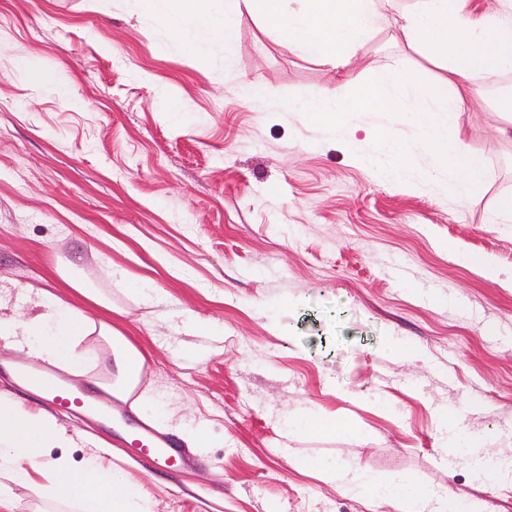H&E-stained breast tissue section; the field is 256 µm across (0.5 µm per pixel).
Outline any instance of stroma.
<instances>
[{
	"label": "stroma",
	"mask_w": 512,
	"mask_h": 512,
	"mask_svg": "<svg viewBox=\"0 0 512 512\" xmlns=\"http://www.w3.org/2000/svg\"><path fill=\"white\" fill-rule=\"evenodd\" d=\"M232 39L192 54L140 0H0V285L72 297L69 262L111 303L85 313L144 352L158 431L208 434L196 464L153 462L126 442L143 418L101 391L111 424L56 414L62 452L123 449L156 512H395L303 469L316 455L512 512V477L450 456L461 438L512 455V221L493 218L512 134L489 107L461 113L489 177L459 208L426 170L382 181L289 111L335 87L331 65L246 13ZM396 58L421 85L441 74L383 29L347 77ZM27 64L68 91L34 87ZM22 359L0 340V388L45 407L13 377ZM454 408L460 429L443 428ZM308 413L332 432L306 433Z\"/></svg>",
	"instance_id": "obj_1"
}]
</instances>
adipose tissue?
<instances>
[{
    "label": "adipose tissue",
    "instance_id": "1",
    "mask_svg": "<svg viewBox=\"0 0 512 512\" xmlns=\"http://www.w3.org/2000/svg\"><path fill=\"white\" fill-rule=\"evenodd\" d=\"M142 2L148 14L166 20L176 33L198 32L199 40L189 44L195 54L203 53L205 40L232 28L245 9L341 75L376 30L392 27L394 40L421 48L441 65L444 77L421 88L396 60L373 84L350 91L341 83L324 95L294 100L292 110L336 132L352 112L396 113L401 122L415 127L416 143L394 129L380 128L370 138V150L351 146L353 159L401 182L419 168L421 156H429L430 175H447L448 193L461 207L484 186L487 161L462 149L459 117L474 100L492 95L496 111L512 112V93L492 90L496 78L512 70V0H499L498 9L479 15L471 10L470 0H415L393 22L379 11L377 0H243V9H229L220 19L207 11L204 0ZM19 293L40 312L27 319L0 317V338L14 350L83 377L95 367L98 354L81 343L98 335L110 349L101 388L135 408L156 402L153 390L141 383L145 355L119 330L46 289L25 284ZM67 440L51 415L22 407L0 392V512H13L18 486L37 495L43 512H153L142 484L123 468L121 452L104 457L95 451L78 464L61 452ZM53 448L60 451L54 458L49 455ZM306 467L322 481L350 492L366 493L378 485L332 457L309 460ZM401 485L402 494L393 499L396 512H446L451 492L436 495L406 478Z\"/></svg>",
    "mask_w": 512,
    "mask_h": 512
}]
</instances>
